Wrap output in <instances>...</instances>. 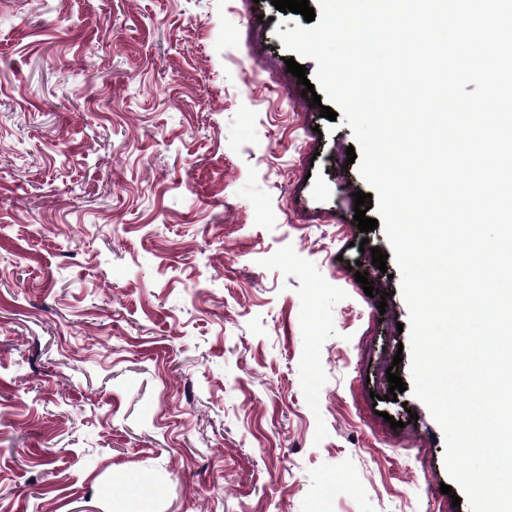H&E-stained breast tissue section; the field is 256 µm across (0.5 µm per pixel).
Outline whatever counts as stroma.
I'll return each mask as SVG.
<instances>
[{"mask_svg": "<svg viewBox=\"0 0 512 512\" xmlns=\"http://www.w3.org/2000/svg\"><path fill=\"white\" fill-rule=\"evenodd\" d=\"M302 20L0 0V512H109L129 475L151 512H470L377 372L411 383L409 308L351 128L286 70Z\"/></svg>", "mask_w": 512, "mask_h": 512, "instance_id": "obj_1", "label": "stroma"}]
</instances>
